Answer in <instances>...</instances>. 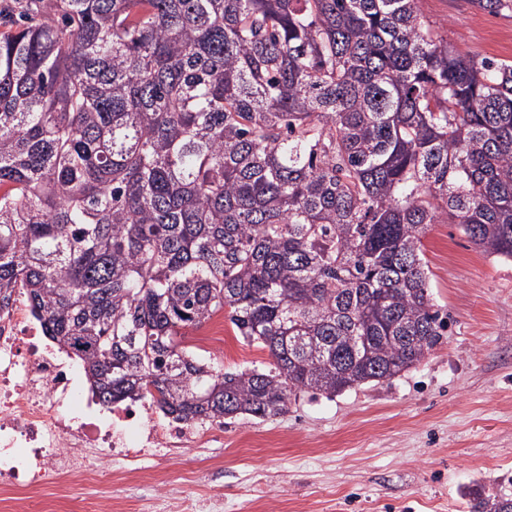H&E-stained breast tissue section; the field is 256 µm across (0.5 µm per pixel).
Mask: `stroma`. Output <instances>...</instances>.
Masks as SVG:
<instances>
[{
	"label": "stroma",
	"instance_id": "stroma-1",
	"mask_svg": "<svg viewBox=\"0 0 512 512\" xmlns=\"http://www.w3.org/2000/svg\"><path fill=\"white\" fill-rule=\"evenodd\" d=\"M426 26L462 53L512 61V0H419ZM444 334L420 363L329 397L298 394L287 413L224 422V438L145 461L107 489L59 474L36 512H152L140 486L223 494L224 512H470L478 491L512 499V262L453 224L423 238ZM223 329L183 344L226 373L268 367L269 351Z\"/></svg>",
	"mask_w": 512,
	"mask_h": 512
}]
</instances>
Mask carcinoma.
I'll use <instances>...</instances> for the list:
<instances>
[{
	"label": "carcinoma",
	"mask_w": 512,
	"mask_h": 512,
	"mask_svg": "<svg viewBox=\"0 0 512 512\" xmlns=\"http://www.w3.org/2000/svg\"><path fill=\"white\" fill-rule=\"evenodd\" d=\"M48 7L0 36V307L25 298L103 403L265 420L388 381L442 336L429 225L512 261V62L418 0ZM223 309L273 367L182 346Z\"/></svg>",
	"instance_id": "cac0c4a2"
}]
</instances>
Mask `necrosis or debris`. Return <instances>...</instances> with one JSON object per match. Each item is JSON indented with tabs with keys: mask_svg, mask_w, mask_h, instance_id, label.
Wrapping results in <instances>:
<instances>
[{
	"mask_svg": "<svg viewBox=\"0 0 512 512\" xmlns=\"http://www.w3.org/2000/svg\"><path fill=\"white\" fill-rule=\"evenodd\" d=\"M223 431L160 419L148 401L103 410L83 392L73 356L48 344L23 302L0 311V490L16 505L51 474L109 482L113 460L135 465Z\"/></svg>",
	"mask_w": 512,
	"mask_h": 512,
	"instance_id": "necrosis-or-debris-1",
	"label": "necrosis or debris"
}]
</instances>
